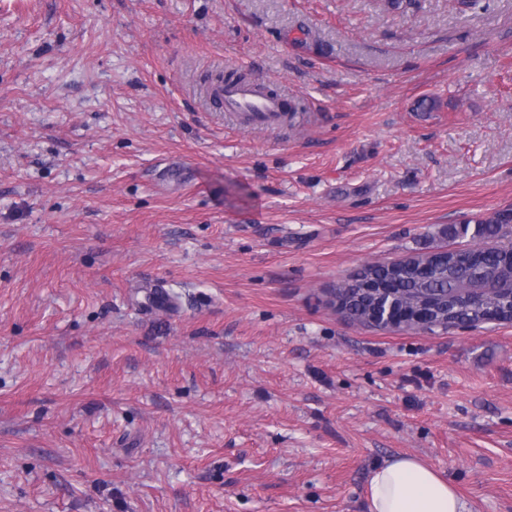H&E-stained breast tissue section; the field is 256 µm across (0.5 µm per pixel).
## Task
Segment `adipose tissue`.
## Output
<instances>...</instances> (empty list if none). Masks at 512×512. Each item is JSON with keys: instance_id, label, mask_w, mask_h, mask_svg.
Returning <instances> with one entry per match:
<instances>
[{"instance_id": "ef3b65f1", "label": "adipose tissue", "mask_w": 512, "mask_h": 512, "mask_svg": "<svg viewBox=\"0 0 512 512\" xmlns=\"http://www.w3.org/2000/svg\"><path fill=\"white\" fill-rule=\"evenodd\" d=\"M369 512H468L455 488L413 457H397L368 478Z\"/></svg>"}]
</instances>
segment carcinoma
Here are the masks:
<instances>
[{"label":"carcinoma","mask_w":512,"mask_h":512,"mask_svg":"<svg viewBox=\"0 0 512 512\" xmlns=\"http://www.w3.org/2000/svg\"><path fill=\"white\" fill-rule=\"evenodd\" d=\"M506 219L496 214L475 227L454 224L441 234L460 237L474 229L473 237L492 240L500 237ZM501 246H476L463 252H448L435 261L430 253H418L391 265L371 264L364 267L337 294L340 308L347 317L361 323L389 304H406L423 312L434 326L470 327L490 313L512 316V291L498 290L478 301L457 293L461 280L483 282L512 281V265L501 258Z\"/></svg>","instance_id":"cac0c4a2"}]
</instances>
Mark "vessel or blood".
Wrapping results in <instances>:
<instances>
[{"instance_id":"b4317fda","label":"vessel or blood","mask_w":512,"mask_h":512,"mask_svg":"<svg viewBox=\"0 0 512 512\" xmlns=\"http://www.w3.org/2000/svg\"><path fill=\"white\" fill-rule=\"evenodd\" d=\"M220 101L225 111L235 113L248 125L278 126L284 111L283 97L269 94L255 81L225 85Z\"/></svg>"}]
</instances>
